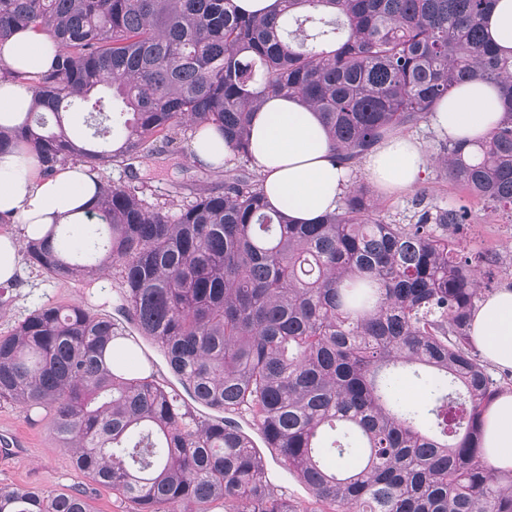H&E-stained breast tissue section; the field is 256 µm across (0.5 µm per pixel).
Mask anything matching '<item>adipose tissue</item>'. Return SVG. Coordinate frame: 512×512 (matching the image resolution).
Instances as JSON below:
<instances>
[{"label":"adipose tissue","mask_w":512,"mask_h":512,"mask_svg":"<svg viewBox=\"0 0 512 512\" xmlns=\"http://www.w3.org/2000/svg\"><path fill=\"white\" fill-rule=\"evenodd\" d=\"M57 48L44 32L24 29L0 42V125L19 124L33 106L30 77L48 70ZM501 115L498 88L474 78L442 99L430 116L451 139H483ZM251 153L270 205L302 222L333 210L348 185L347 166L336 162L317 113L288 97L266 99L251 120ZM365 175L387 192L416 185L425 167L420 144L410 136L383 139L362 161ZM96 202L95 177L75 164L55 177L40 174L34 157L0 154V214L21 224L22 237L0 235V284L20 271L23 239L42 238L51 226L81 224ZM470 336L487 363L512 370V289L486 296L471 317ZM485 460L512 470V389H504L484 412Z\"/></svg>","instance_id":"obj_1"}]
</instances>
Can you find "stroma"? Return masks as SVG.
I'll return each instance as SVG.
<instances>
[{"label": "stroma", "instance_id": "stroma-1", "mask_svg": "<svg viewBox=\"0 0 512 512\" xmlns=\"http://www.w3.org/2000/svg\"><path fill=\"white\" fill-rule=\"evenodd\" d=\"M409 136L421 145L426 159L424 174L412 189L388 194L368 184L361 167H354L351 184H367L380 216L392 224H410L419 208L450 207L456 203L468 206L470 223L452 227L459 244L470 253H490L497 263L481 278L484 293L512 287V213L487 209L479 200L466 196L448 180L438 159L444 136L434 130L429 120L409 129ZM192 142L177 137L173 142L157 140L155 153L140 166L142 176L151 180L155 199L187 203L203 185H215V178L203 177L191 160ZM89 298L95 309L112 313V296L89 294L79 280L59 281L48 277L30 263H23L16 280L5 289V302L0 305V336L10 335L37 305L50 301L67 304ZM0 486H26L53 492L84 490L94 512H119L110 489L85 480L75 469L73 455L55 437L49 413H41L38 421H30L22 406L0 402Z\"/></svg>", "mask_w": 512, "mask_h": 512}]
</instances>
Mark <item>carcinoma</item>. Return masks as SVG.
Returning a JSON list of instances; mask_svg holds the SVG:
<instances>
[{"label": "carcinoma", "mask_w": 512, "mask_h": 512, "mask_svg": "<svg viewBox=\"0 0 512 512\" xmlns=\"http://www.w3.org/2000/svg\"><path fill=\"white\" fill-rule=\"evenodd\" d=\"M0 0V40L44 31L57 64L32 81L33 111L0 126L46 176H99L88 223L24 243L54 279L112 276L125 321L88 301L42 303L0 336V402L47 409L75 468L123 512H512V473L483 457V412L500 391L469 335L481 264L448 227L466 205L380 219L363 187L311 223L269 206L249 119L266 95L296 98L352 166L413 127L461 82L501 86L503 115L476 144L450 140L445 175L512 210V55L490 42L495 0ZM215 126L224 184L150 204L134 162L154 142ZM158 349L179 386L145 373ZM430 375L422 407L397 376ZM216 415L204 416L192 404ZM267 454L312 491L271 488ZM0 512H91L81 491L0 487Z\"/></svg>", "instance_id": "carcinoma-1"}]
</instances>
